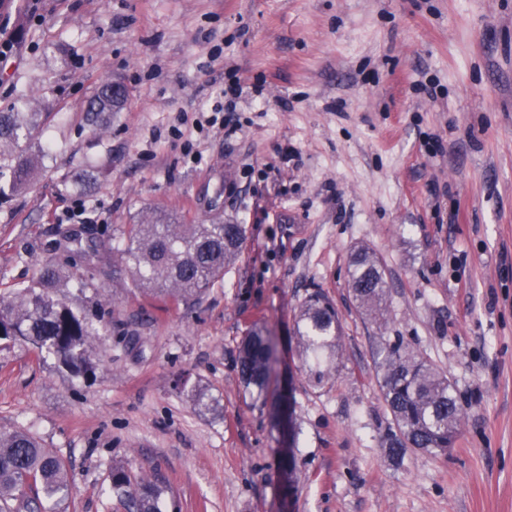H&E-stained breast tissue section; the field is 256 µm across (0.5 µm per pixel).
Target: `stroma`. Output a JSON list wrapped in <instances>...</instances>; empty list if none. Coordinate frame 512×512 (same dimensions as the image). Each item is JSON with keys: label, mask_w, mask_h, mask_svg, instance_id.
I'll return each mask as SVG.
<instances>
[{"label": "stroma", "mask_w": 512, "mask_h": 512, "mask_svg": "<svg viewBox=\"0 0 512 512\" xmlns=\"http://www.w3.org/2000/svg\"><path fill=\"white\" fill-rule=\"evenodd\" d=\"M0 24L14 37L0 106L39 113L42 149L39 176L0 203V294L54 259L100 330L88 377L0 342V431L64 461L66 512H123L116 460L180 512H512V0H0ZM232 67L228 139L205 118ZM110 80L125 103L95 118ZM158 215L245 227L198 304L132 291L122 230ZM358 247L384 267L377 320L350 294ZM314 290L342 324L319 387L296 336ZM254 324L301 426L288 492L272 410L234 370ZM388 338L453 386L463 419L445 455L386 454Z\"/></svg>", "instance_id": "1"}]
</instances>
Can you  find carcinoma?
<instances>
[{"mask_svg":"<svg viewBox=\"0 0 512 512\" xmlns=\"http://www.w3.org/2000/svg\"><path fill=\"white\" fill-rule=\"evenodd\" d=\"M114 82L100 84L90 102V112H110L123 100L112 90ZM37 125L15 105L0 109V146L29 142ZM10 170V189L22 190L39 168L35 155L8 161L0 152V171ZM128 240L121 262L135 290L159 295L174 306L197 302L215 283L224 279V266L244 242L241 224H172L153 218L128 224ZM65 279L63 269L52 259L42 263L35 280L17 290L10 299L0 296V340L20 342L53 354L58 367L74 375L92 371L89 340L99 335L87 315L70 307L57 288ZM349 288L364 313L379 309L386 280L380 260L368 249L355 250L350 258ZM296 335L311 375L323 383L336 372L340 324L336 310L320 291L302 304ZM275 355L274 336L257 325L244 332L236 373L239 382L259 407L274 406L271 426L279 430L280 418L290 424L289 450L282 462L288 485L297 475L294 448L301 428L291 403L273 399L270 379ZM381 372L380 388L393 428L386 438L388 456L397 460L408 448L444 455L460 433V407L448 376L428 360L414 354L403 341L386 340L376 352ZM112 493L126 512H168L165 487L137 475L125 463L115 461L111 470ZM69 486L65 464L30 434L0 431V512H44L50 502L55 512H64Z\"/></svg>","mask_w":512,"mask_h":512,"instance_id":"1","label":"carcinoma"}]
</instances>
